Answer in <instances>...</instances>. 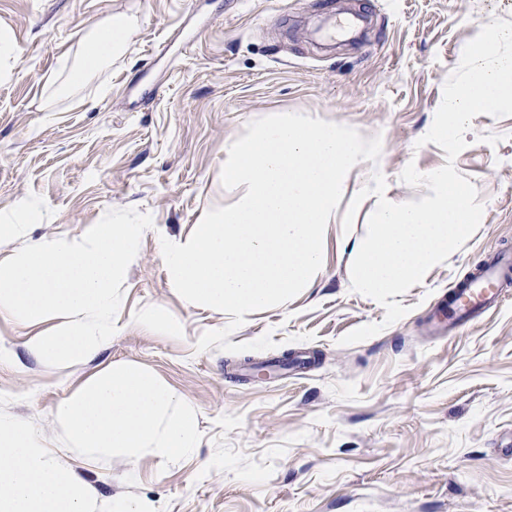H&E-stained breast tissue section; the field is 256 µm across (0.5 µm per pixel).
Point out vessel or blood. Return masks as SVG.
Instances as JSON below:
<instances>
[{
  "label": "vessel or blood",
  "instance_id": "b4317fda",
  "mask_svg": "<svg viewBox=\"0 0 512 512\" xmlns=\"http://www.w3.org/2000/svg\"><path fill=\"white\" fill-rule=\"evenodd\" d=\"M505 267L503 258L492 257L473 278L450 287V294L456 298L448 321L450 328H461L474 313L492 311L504 304L505 297L496 285L501 281Z\"/></svg>",
  "mask_w": 512,
  "mask_h": 512
}]
</instances>
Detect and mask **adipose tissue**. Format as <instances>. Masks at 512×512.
<instances>
[{"label":"adipose tissue","mask_w":512,"mask_h":512,"mask_svg":"<svg viewBox=\"0 0 512 512\" xmlns=\"http://www.w3.org/2000/svg\"><path fill=\"white\" fill-rule=\"evenodd\" d=\"M135 19L113 18L88 39L81 67L93 72L121 55ZM0 512H98L90 489L24 423L0 417Z\"/></svg>","instance_id":"obj_1"}]
</instances>
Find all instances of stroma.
Wrapping results in <instances>:
<instances>
[{
	"mask_svg": "<svg viewBox=\"0 0 512 512\" xmlns=\"http://www.w3.org/2000/svg\"><path fill=\"white\" fill-rule=\"evenodd\" d=\"M138 20L125 53L71 84L65 60L112 17ZM512 0H0V32L21 49L0 80V216L37 202L44 218L0 237V261L24 244L85 234L106 211L151 214L120 287L111 342L68 368L30 354L49 329L0 317V416L24 421L97 496L149 512H512V300L454 336L439 333L451 283L490 254L512 252V117L473 118L457 171L484 204L478 230L423 282L396 295L407 314L356 344L340 339L385 310L351 289L342 217L374 173L385 196L446 163L421 144L465 45ZM303 113L382 138L378 162L350 173L323 237L314 282L291 301L246 314L230 343L271 334L274 348H195L229 314L172 288L162 240L184 242L211 208L229 145L255 119ZM160 311L176 335L145 326ZM134 363L195 409L202 439L185 460L100 461L58 442L54 411L92 375Z\"/></svg>",
	"mask_w": 512,
	"mask_h": 512,
	"instance_id": "stroma-1",
	"label": "stroma"
}]
</instances>
